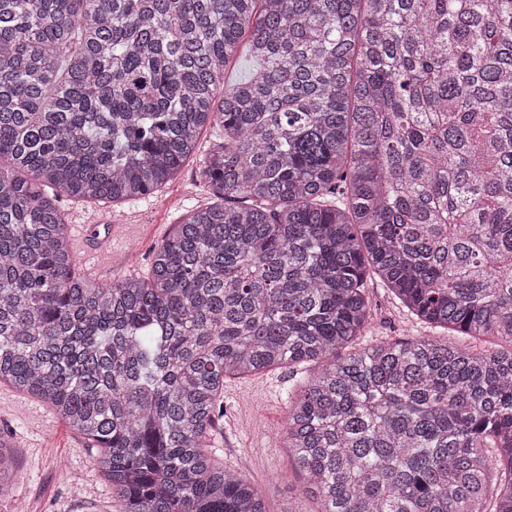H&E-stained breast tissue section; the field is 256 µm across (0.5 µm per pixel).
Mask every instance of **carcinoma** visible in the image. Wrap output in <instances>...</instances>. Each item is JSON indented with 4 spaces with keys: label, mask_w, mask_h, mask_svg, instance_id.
Masks as SVG:
<instances>
[{
    "label": "carcinoma",
    "mask_w": 512,
    "mask_h": 512,
    "mask_svg": "<svg viewBox=\"0 0 512 512\" xmlns=\"http://www.w3.org/2000/svg\"><path fill=\"white\" fill-rule=\"evenodd\" d=\"M207 126L218 202L78 274L60 196H149ZM374 276L489 346L366 336ZM286 363L317 512H512V0H0V383L118 512H268L206 447L224 377Z\"/></svg>",
    "instance_id": "obj_1"
}]
</instances>
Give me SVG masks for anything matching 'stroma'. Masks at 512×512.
<instances>
[{
  "label": "stroma",
  "instance_id": "1",
  "mask_svg": "<svg viewBox=\"0 0 512 512\" xmlns=\"http://www.w3.org/2000/svg\"><path fill=\"white\" fill-rule=\"evenodd\" d=\"M198 158L189 159L164 187L142 200L104 204L62 199L69 235L84 237L85 223H108L125 214L135 224L133 252L103 257L93 246L76 250L79 274L101 282L126 273L146 276L155 251L173 224L189 208L213 202L214 195L197 176ZM371 332L377 340L448 338L449 333L418 321L392 294L374 284ZM287 368L229 375L224 379V414L210 444L216 459L266 491L269 512H313L311 500L299 495L302 479L288 459L282 435L288 423ZM0 433L14 439L19 477L10 496L0 498V512H114L108 480L99 472L84 438L56 417L48 406L0 385Z\"/></svg>",
  "mask_w": 512,
  "mask_h": 512
}]
</instances>
